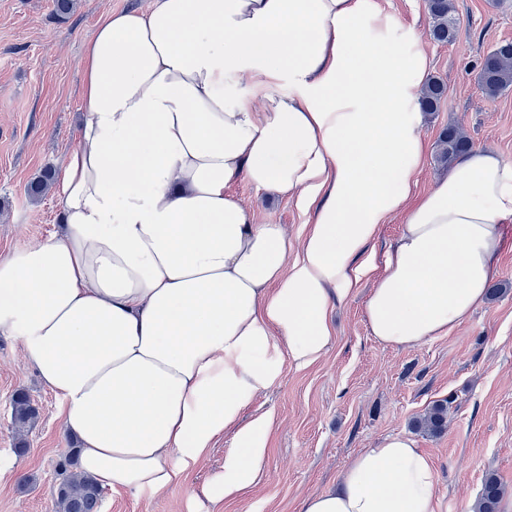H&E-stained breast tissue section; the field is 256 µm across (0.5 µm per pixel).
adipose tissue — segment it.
Returning <instances> with one entry per match:
<instances>
[{
    "label": "adipose tissue",
    "instance_id": "1",
    "mask_svg": "<svg viewBox=\"0 0 512 512\" xmlns=\"http://www.w3.org/2000/svg\"><path fill=\"white\" fill-rule=\"evenodd\" d=\"M82 70L61 224L0 256V333L61 397L100 486L161 492L228 433L212 499L249 490L273 421L241 414L280 376L269 352L315 363L365 279L370 331L398 348L483 303L512 162L474 150L416 193L429 59L378 0H154L108 13ZM238 181L295 197L299 239L258 223ZM398 213L376 268L369 246ZM300 512H438L432 460L386 436Z\"/></svg>",
    "mask_w": 512,
    "mask_h": 512
}]
</instances>
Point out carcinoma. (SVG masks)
<instances>
[{"instance_id": "carcinoma-1", "label": "carcinoma", "mask_w": 512, "mask_h": 512, "mask_svg": "<svg viewBox=\"0 0 512 512\" xmlns=\"http://www.w3.org/2000/svg\"><path fill=\"white\" fill-rule=\"evenodd\" d=\"M428 11L433 19L432 37L439 43L455 41L458 28L454 17L453 0H427ZM478 81L489 99L498 97L512 87V41L503 40L493 45L480 59ZM445 85L433 79L424 88L420 100L424 112L438 111L445 99ZM473 143L458 127L444 128L438 138L437 161L451 165L470 152ZM52 181V170L44 169L30 182L29 195L40 198ZM446 406L435 405L427 416L417 422V427L438 431L445 423ZM38 417V409L30 395L18 391L11 401V426L15 436L14 451L22 456L28 452L26 432ZM503 488L493 474L486 475L475 512H497ZM54 512H100L102 488L89 476L77 470L76 454H71L59 463L57 479L53 488Z\"/></svg>"}]
</instances>
